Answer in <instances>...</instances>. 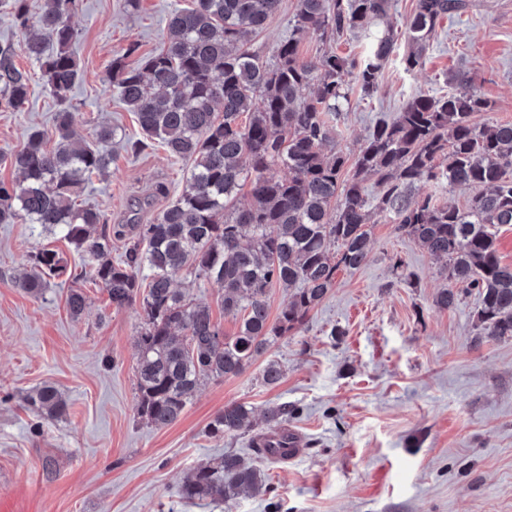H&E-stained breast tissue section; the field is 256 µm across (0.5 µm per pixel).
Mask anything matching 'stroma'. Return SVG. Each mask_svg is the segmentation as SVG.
<instances>
[{
	"label": "stroma",
	"mask_w": 512,
	"mask_h": 512,
	"mask_svg": "<svg viewBox=\"0 0 512 512\" xmlns=\"http://www.w3.org/2000/svg\"><path fill=\"white\" fill-rule=\"evenodd\" d=\"M188 0H81L71 19L83 76L73 93L85 141L112 126L110 173L81 194L107 224H149L181 194L187 162L153 146L139 153L133 113L112 96L109 67L129 44L140 53L166 39L167 18ZM423 66L405 71L397 45L371 95L351 92L335 146L355 159L370 128L418 94L440 95L467 71L490 103L476 123H512V0H466L443 19ZM17 63L31 95L0 109V179L29 129L52 133L56 106L37 65ZM368 261L339 268L336 285L300 328L271 345L241 374L211 380L166 427L137 415L139 305L117 310L92 282L83 254L37 224H0V512H512V339L483 336L476 292L449 287L441 265L415 239L374 215ZM56 250L67 271L34 297L12 284L32 252ZM84 293L72 317L67 296ZM283 369L265 385L266 360ZM52 384L66 403L59 418L30 409L27 397ZM256 415L290 404L288 427L303 446L291 461L270 462L254 434L208 435L225 405ZM235 452L260 466L268 492L227 503L183 504L181 481L202 462Z\"/></svg>",
	"instance_id": "1"
}]
</instances>
